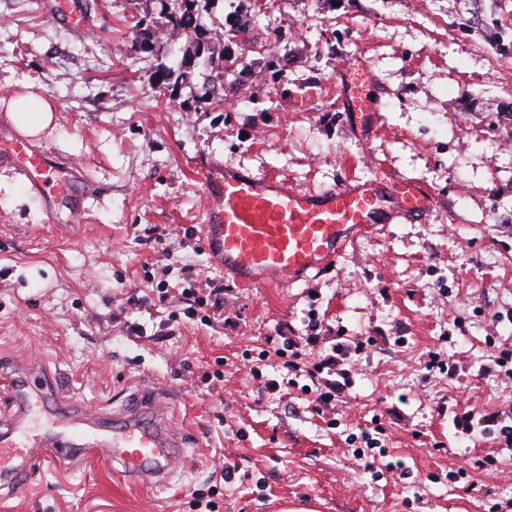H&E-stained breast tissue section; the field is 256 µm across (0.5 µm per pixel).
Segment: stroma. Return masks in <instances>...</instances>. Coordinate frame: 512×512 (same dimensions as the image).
I'll list each match as a JSON object with an SVG mask.
<instances>
[{"instance_id":"obj_1","label":"stroma","mask_w":512,"mask_h":512,"mask_svg":"<svg viewBox=\"0 0 512 512\" xmlns=\"http://www.w3.org/2000/svg\"><path fill=\"white\" fill-rule=\"evenodd\" d=\"M77 30L43 0H0V131L10 99L53 101L34 138L93 187L81 211L47 207L0 166V361L38 363L56 399L108 417L158 393L185 432L169 484L130 482L111 464L66 460L0 512H492L512 501V448L461 437L448 416L512 408L494 364L512 344V0H201L240 15L249 76L224 73L169 33L174 0H83ZM148 39L134 49L138 29ZM170 70L166 91L155 74ZM362 85L366 123L342 93ZM302 188L379 170L424 186L425 224H382L331 268L240 288L205 253V161ZM222 289L230 324L186 318L181 288ZM354 347L351 385L332 406L286 384L265 339ZM364 350H357V343ZM455 377L428 370L431 358ZM282 382L259 394L255 371ZM381 423L380 454L359 437ZM492 457L485 470L468 459ZM235 477L224 482L226 466Z\"/></svg>"}]
</instances>
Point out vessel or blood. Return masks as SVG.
<instances>
[{
  "instance_id": "1",
  "label": "vessel or blood",
  "mask_w": 512,
  "mask_h": 512,
  "mask_svg": "<svg viewBox=\"0 0 512 512\" xmlns=\"http://www.w3.org/2000/svg\"><path fill=\"white\" fill-rule=\"evenodd\" d=\"M0 164L13 167L31 188L68 196L76 170H58L47 150L26 137L0 138ZM209 200L202 227L205 251L239 285L285 283L333 264L359 234L378 224L423 221L434 198L417 183L379 171L315 191L287 179L260 176L209 162L202 167ZM36 367L25 373L0 364V397L13 413L0 422V486L19 493L35 472L62 460L94 458L119 465L122 475L164 485L184 457L185 438L165 406L153 398L112 421L76 414L52 399Z\"/></svg>"
}]
</instances>
